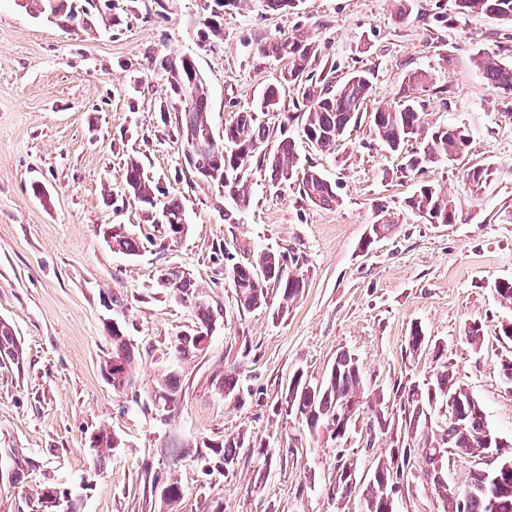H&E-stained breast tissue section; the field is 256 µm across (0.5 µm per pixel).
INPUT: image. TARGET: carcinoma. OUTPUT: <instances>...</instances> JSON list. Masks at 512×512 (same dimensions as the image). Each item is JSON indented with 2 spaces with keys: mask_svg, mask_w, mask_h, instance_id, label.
<instances>
[{
  "mask_svg": "<svg viewBox=\"0 0 512 512\" xmlns=\"http://www.w3.org/2000/svg\"><path fill=\"white\" fill-rule=\"evenodd\" d=\"M458 6L464 11L480 12L493 20L512 22V0H458ZM259 51L276 59L288 60V68L281 72L280 79L264 90L259 103L260 112L277 109L282 92L292 87L303 101V110L299 113L303 123V132L307 140L319 151L330 153L336 149L349 128L368 116L369 132L373 140L391 151H398L410 138L419 134L424 122V113L415 96L395 105L366 108L373 84L371 74L361 70L353 73L336 90L331 85L319 86L313 82V64L317 63L316 45L308 39L284 38L266 40L259 44ZM478 67L485 78L497 84L505 93L512 94V66L505 67L491 54L477 59ZM170 91L182 100L181 108L174 116L175 136L183 147H188L187 135L203 133L211 127L210 89L199 78L200 71L190 57H164L159 62ZM271 136L270 127L253 112H242L235 120L224 125V136L215 137L206 143L208 158L222 165L221 171L232 179L227 190L237 208L245 209L250 204V196L244 189V173L257 162L256 168L270 174L272 181L300 180L303 196L319 206H333L337 202L336 190L317 169L297 170L295 146L293 141L283 138L269 156L262 159L258 155L265 148ZM470 134L467 128L448 125L437 128L423 145L406 156V169L423 171L439 163L455 161L468 147ZM491 171L487 168H473L466 174V181L472 193L479 192L487 184ZM124 190L133 195L140 203L148 219L154 214L168 217L167 234L174 238L184 232L178 223L183 215L181 198L175 193H160L154 182L145 173L139 161L132 159L126 163ZM409 207L419 217L430 224H454L457 221L456 208L452 201L443 197L432 185H422L409 201ZM110 240L115 250L127 255H135L140 250L136 238L124 233L122 228L111 226ZM166 281L179 296L193 304L197 323L202 325L213 320L210 304L196 301L206 298L203 291L197 289L184 273L170 270L165 273ZM227 278L234 288L238 305L244 310H256L268 307L267 285L275 284L285 302L294 300L305 286L299 274L285 272L280 257L272 252H264L259 260L250 265L234 266ZM112 354L123 357L122 388L131 385L130 374L133 353L125 336L118 326L109 329ZM202 351L194 336L181 335L172 346V355L177 361L186 360ZM23 364V351L20 342L14 336L11 326L0 321V366L20 367ZM431 385L422 387L417 394L411 385L399 384V408L391 415H378L377 397L366 393L360 371L352 367L350 357L342 353L336 359L329 378L315 384L298 375L292 380L288 392L292 398L290 411L300 413L306 427L313 435L321 429H328V420L336 411L337 404L346 398H359L361 406L372 411L373 426L380 433L388 435L399 427L404 430L402 441H391L387 448V464L376 465L371 471L360 512H386L389 500H398L391 488L390 476L398 470H412L414 463H427V457L435 448L451 447L459 459L477 458L484 451L479 433L488 427L484 409L471 403L465 385L454 376L447 360H435ZM181 366L160 374L155 378L151 398L156 405L172 411L180 395ZM456 396L460 414L467 421V428L452 426L439 428L427 425V414L431 403L440 401L449 395ZM94 448L93 466L103 463L106 454L120 446V441L108 430H100L90 438ZM246 447L250 455L266 467L272 464V456L261 445H247L245 440L236 438L224 441L221 448L210 447L208 451L222 457V467L228 468L234 463L241 448ZM152 483L159 490L161 506L173 510L181 498L179 483L168 476L155 474ZM358 484L356 463L344 454L336 455V500L350 496ZM479 478L474 471L467 473L465 483L457 486L463 490L469 486L473 490L468 495L448 490V485L431 487L432 494L442 503L440 512H512V478L500 488L486 493L477 488ZM61 501L69 505V512H77L75 500L66 491L45 488L37 498L26 503L28 512H58L52 505Z\"/></svg>",
  "mask_w": 512,
  "mask_h": 512,
  "instance_id": "carcinoma-1",
  "label": "carcinoma"
}]
</instances>
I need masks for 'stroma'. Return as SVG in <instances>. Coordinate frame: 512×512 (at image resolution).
I'll use <instances>...</instances> for the list:
<instances>
[{
  "mask_svg": "<svg viewBox=\"0 0 512 512\" xmlns=\"http://www.w3.org/2000/svg\"><path fill=\"white\" fill-rule=\"evenodd\" d=\"M405 18H398V10ZM221 36H213L212 25ZM311 38L317 69L333 83L374 74L370 106L397 104L414 71L432 80L417 96L422 136L440 126L468 128L453 163L408 171L407 152L375 143L367 123L352 127L328 155L304 137L289 90L267 113L270 146L295 144L299 167H314L336 188L332 207L311 204L297 181L274 183L249 169L251 204L234 221L222 188L187 166L173 134L178 101L153 62L193 58L211 92L214 129L256 110L285 61L263 56L259 40ZM512 65V25L461 12L456 0H298L275 12L266 0H98L83 26L53 14L47 0H0V320L24 351L22 368H0V453L34 462L19 483L0 477V512H18L52 486L72 492L79 512H162L146 472L167 471L169 448L218 446L243 436L273 455L265 473L240 452L213 472L185 458L176 473L178 512H357L358 498H331L336 454L367 474L387 448L360 416L339 440L312 436L286 414L296 375L322 382L337 356L354 355L368 393L424 380L432 352L410 353L413 329L439 343L459 380L483 406L497 436L512 445V384L500 369L512 355L502 326L512 304L495 285L512 281V94L488 81L477 53ZM137 159L162 190L180 196L188 229L170 238L145 223L124 194L126 163ZM491 168L480 194L467 171ZM424 183L456 205L454 224H430L407 202ZM391 232L370 239L372 225ZM119 224L151 244L114 251L103 235ZM271 251L305 286L287 309L279 293L267 308H239L226 272ZM176 268L206 292L215 328L206 348L183 366L174 411L156 409L151 388L177 336L192 332L189 302L160 276ZM121 307L108 308L110 297ZM122 326L134 354L133 385L117 392L101 367L108 327ZM479 323L483 338L465 331ZM237 380L224 391L225 377ZM102 429L122 444L93 469L90 438Z\"/></svg>",
  "mask_w": 512,
  "mask_h": 512,
  "instance_id": "1",
  "label": "stroma"
}]
</instances>
